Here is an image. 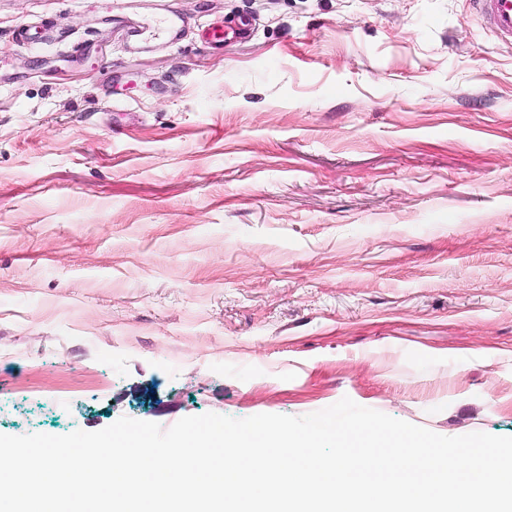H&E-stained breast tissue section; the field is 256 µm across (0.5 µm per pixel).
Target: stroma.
I'll list each match as a JSON object with an SVG mask.
<instances>
[{"mask_svg": "<svg viewBox=\"0 0 512 512\" xmlns=\"http://www.w3.org/2000/svg\"><path fill=\"white\" fill-rule=\"evenodd\" d=\"M345 396L512 436V45L468 0H0V434Z\"/></svg>", "mask_w": 512, "mask_h": 512, "instance_id": "1", "label": "stroma"}]
</instances>
